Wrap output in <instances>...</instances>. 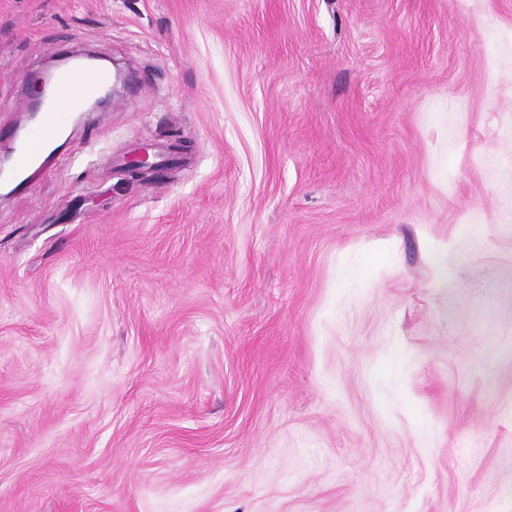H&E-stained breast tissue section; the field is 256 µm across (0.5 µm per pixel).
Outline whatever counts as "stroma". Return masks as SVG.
<instances>
[{"label": "stroma", "mask_w": 512, "mask_h": 512, "mask_svg": "<svg viewBox=\"0 0 512 512\" xmlns=\"http://www.w3.org/2000/svg\"><path fill=\"white\" fill-rule=\"evenodd\" d=\"M79 51L132 83L0 198V512H512V0H0V127Z\"/></svg>", "instance_id": "stroma-1"}]
</instances>
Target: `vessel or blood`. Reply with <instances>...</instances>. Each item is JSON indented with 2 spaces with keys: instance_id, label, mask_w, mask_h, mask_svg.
<instances>
[{
  "instance_id": "b4317fda",
  "label": "vessel or blood",
  "mask_w": 512,
  "mask_h": 512,
  "mask_svg": "<svg viewBox=\"0 0 512 512\" xmlns=\"http://www.w3.org/2000/svg\"><path fill=\"white\" fill-rule=\"evenodd\" d=\"M110 82L107 71L74 65L59 76L55 94L35 126L23 135L12 130L0 135L14 147L15 164L9 174L12 192L31 190L35 174L44 169L53 143L65 130L69 113L76 111L85 97L98 94Z\"/></svg>"
}]
</instances>
